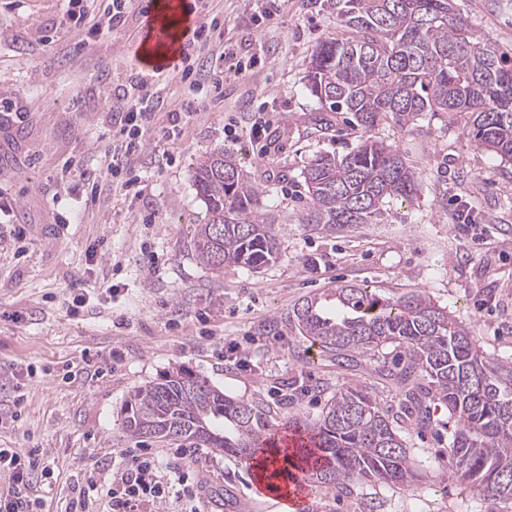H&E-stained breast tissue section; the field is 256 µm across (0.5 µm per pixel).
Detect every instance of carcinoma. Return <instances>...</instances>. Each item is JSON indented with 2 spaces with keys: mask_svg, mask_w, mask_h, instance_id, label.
Instances as JSON below:
<instances>
[{
  "mask_svg": "<svg viewBox=\"0 0 512 512\" xmlns=\"http://www.w3.org/2000/svg\"><path fill=\"white\" fill-rule=\"evenodd\" d=\"M333 8L349 37L312 50L306 88L320 109L345 112L366 130L388 119L409 126L425 112H467L470 146L512 160V52L479 40L457 17L454 0H336ZM418 175L397 148L370 137L342 154L321 153L300 173L306 208L298 222L325 236L377 224L386 204L416 196ZM193 178L208 214L195 228L201 264L215 272L257 270L280 258L282 231L267 210V188L233 150L200 159ZM291 323L338 359L397 350L387 376L401 385L405 418L421 426L428 403L448 408L458 422L452 474L489 499L512 503V366L484 355L446 308L420 291L384 298L344 284L304 298ZM120 414L133 439L240 459H256L279 433L270 408L229 397L183 368L135 388ZM292 424L312 443L302 460L315 486H409L419 478L389 411L357 383L336 388L319 418Z\"/></svg>",
  "mask_w": 512,
  "mask_h": 512,
  "instance_id": "obj_1",
  "label": "carcinoma"
}]
</instances>
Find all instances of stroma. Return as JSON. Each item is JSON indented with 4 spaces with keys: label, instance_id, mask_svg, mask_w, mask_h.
<instances>
[{
    "label": "stroma",
    "instance_id": "35a3bbf8",
    "mask_svg": "<svg viewBox=\"0 0 512 512\" xmlns=\"http://www.w3.org/2000/svg\"><path fill=\"white\" fill-rule=\"evenodd\" d=\"M101 0H82L74 33L62 0L0 2V95L24 112L0 125V192L13 216L0 219V448H36L53 478L34 491L41 512H67L90 473H111L120 451L151 449L164 469L175 446L123 431L127 394L181 366L225 395L273 408L276 423L320 415L336 388L357 382L389 409L398 389L363 360L345 368L297 334L288 317L303 298L353 282L383 297L425 292L466 324L491 358L512 363V163L474 150L467 114H425L416 127L386 122L373 137L420 169L416 200L393 203L385 220L342 236L307 235L296 216L297 181L317 153L355 146L361 129L320 110L305 87L310 55L342 37L330 0H196L182 31L185 59L145 68L141 0L123 26L97 32ZM477 36L512 48V0H455ZM222 15L224 40L199 46L194 34ZM224 74L219 87L189 89L187 63ZM158 93L164 105L143 131V151L124 164L138 187L112 182L114 85ZM265 128L260 139L253 125ZM233 149L266 181L282 224V256L259 270L213 272L199 263L196 225L206 207L193 182L207 153ZM97 177L88 200L84 174ZM102 259L91 266L89 253ZM88 305L71 312L68 289ZM421 481L409 487L358 482L350 491L313 490L306 512H504L466 489L449 466L456 428L446 407L430 424H397ZM205 483L199 499L171 493L170 512H280L239 459L198 449L189 462Z\"/></svg>",
    "mask_w": 512,
    "mask_h": 512
}]
</instances>
